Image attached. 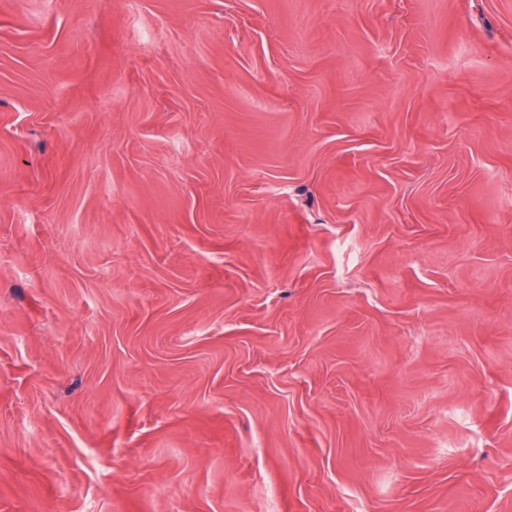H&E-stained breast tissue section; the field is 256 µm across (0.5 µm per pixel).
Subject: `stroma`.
Wrapping results in <instances>:
<instances>
[{"label":"stroma","mask_w":512,"mask_h":512,"mask_svg":"<svg viewBox=\"0 0 512 512\" xmlns=\"http://www.w3.org/2000/svg\"><path fill=\"white\" fill-rule=\"evenodd\" d=\"M0 512H512V0H0Z\"/></svg>","instance_id":"stroma-1"}]
</instances>
